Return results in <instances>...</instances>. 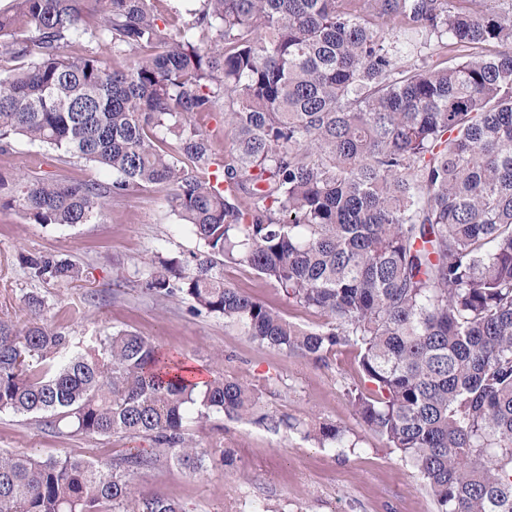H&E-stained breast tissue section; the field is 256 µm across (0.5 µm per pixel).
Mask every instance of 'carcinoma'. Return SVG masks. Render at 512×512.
Here are the masks:
<instances>
[{"mask_svg":"<svg viewBox=\"0 0 512 512\" xmlns=\"http://www.w3.org/2000/svg\"><path fill=\"white\" fill-rule=\"evenodd\" d=\"M158 0H13L0 47V151L17 137L83 159L112 180L0 173V209L75 226L136 188L161 186L202 250L138 270L154 297L244 328L262 347L326 365L357 354L355 414L410 463L436 512H512V0H195L179 25ZM435 40L438 64L406 54ZM84 40L108 54L75 53ZM224 110L212 132L195 123ZM229 153L216 151L217 137ZM254 271L325 317L306 329L224 282ZM32 277L74 280L34 255ZM0 317V412L50 414L71 433L142 436L110 462L0 453V512H183L127 475L200 469L231 450L187 425L245 418L258 385L194 376L139 333L72 348L25 298ZM351 448L334 424L302 429Z\"/></svg>","mask_w":512,"mask_h":512,"instance_id":"obj_1","label":"carcinoma"}]
</instances>
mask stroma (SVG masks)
I'll list each match as a JSON object with an SVG mask.
<instances>
[{
    "label": "stroma",
    "instance_id": "35a3bbf8",
    "mask_svg": "<svg viewBox=\"0 0 512 512\" xmlns=\"http://www.w3.org/2000/svg\"><path fill=\"white\" fill-rule=\"evenodd\" d=\"M199 249L158 187L114 200L94 224H31L15 211L0 210V316L27 324L23 299L38 294L50 323L65 327L74 343H94L116 328L139 332L204 375L258 384L259 412L308 425L331 422L351 441L350 447L328 451L252 417L217 414L190 423V436L203 447L230 448L236 468L210 463L193 471L171 463L130 474L136 485L178 502L185 512H249L254 502L266 512H435L417 471L372 434L350 406L347 391L359 380L353 348L340 349L328 366H319L259 346L223 318L193 312L191 300L163 302L141 292L137 268L160 254L187 259ZM29 255L69 260L82 277L71 282L31 278L23 263ZM224 280L296 324L315 329L323 323L250 270L225 265ZM150 446L143 437L73 436L41 415L0 412V452L105 460Z\"/></svg>",
    "mask_w": 512,
    "mask_h": 512
}]
</instances>
